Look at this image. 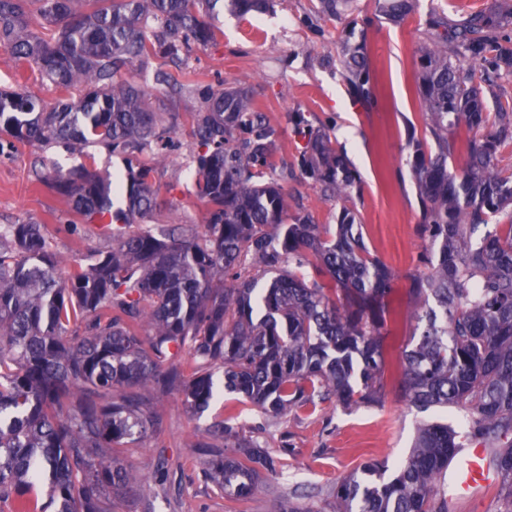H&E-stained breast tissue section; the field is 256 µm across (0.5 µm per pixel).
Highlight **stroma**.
<instances>
[{"instance_id":"1","label":"stroma","mask_w":512,"mask_h":512,"mask_svg":"<svg viewBox=\"0 0 512 512\" xmlns=\"http://www.w3.org/2000/svg\"><path fill=\"white\" fill-rule=\"evenodd\" d=\"M492 0H417L413 11L394 24L375 10V0H354L351 11L335 20L311 14V0H277L273 12L238 18L224 15L215 43L197 48L184 71L193 81L223 88L227 83L249 87L278 129V160L293 168L284 185L290 207L310 213L321 229H336V201L325 198L295 170L304 140L290 121L304 112L312 128L330 130L332 139L353 170L357 185L348 201L359 217L369 251L395 273L385 299L387 320L381 330L385 397L371 407L284 415L264 413L240 395L223 392L224 373L216 371L218 396L201 413L192 412L182 395L160 398L155 410L162 420L158 438L136 448L118 449L128 466L145 476L137 499L113 497L112 512H283L296 504L305 512H329V489L369 461L385 463L387 471L406 459L417 427L437 421L461 428L462 412H419L400 395L402 356L415 341L417 306L412 282L423 275L420 256L430 244L420 235L421 204L410 164L409 133L424 136L418 92L420 48L425 18L436 9L461 21L485 11ZM364 32L368 63L375 82V99L355 100L336 69L344 29ZM309 53L299 54L298 44ZM0 88L24 89L54 104L57 92L32 75L17 77L12 55L0 49ZM182 148L156 164L154 188L159 206L150 224H204L206 209L194 195L192 140L180 129ZM6 150L0 155V227L26 219L47 225L51 248L63 268L82 263L91 253L117 245L119 234L97 224H79L62 200L39 178L53 169H68L82 160L74 149L42 150L12 144L0 132ZM224 420L243 436L271 453L287 449L285 468L268 476L243 503L218 492L207 478V456L194 447L196 436Z\"/></svg>"}]
</instances>
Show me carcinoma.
<instances>
[{
    "label": "carcinoma",
    "mask_w": 512,
    "mask_h": 512,
    "mask_svg": "<svg viewBox=\"0 0 512 512\" xmlns=\"http://www.w3.org/2000/svg\"><path fill=\"white\" fill-rule=\"evenodd\" d=\"M352 0H317L320 19ZM275 0H0V48L51 81L49 106L0 90V125L16 141H58L132 159L165 160L182 147L174 96L155 108L123 77L163 58L176 72L153 79L189 89L194 194L203 228L157 225L90 254L66 272L46 225L0 229V512H112V495H137L143 477L103 448H132L161 434L155 400L178 393L203 411L224 389L266 413L314 412L323 404L373 406L384 397L380 331L393 273L367 249L347 201L357 181L330 134L291 117L306 138L298 167L344 202L336 231L289 213L274 178L279 132L247 87L186 85L182 65L217 39L225 11L244 17ZM398 21L415 0H376ZM512 8L497 5L461 23L432 15L421 48L419 99L431 140L409 136L422 204L428 272L413 280L418 338L403 358L400 392L420 412L464 410V434L423 423L411 454L386 481L363 464L334 488L332 512H451L448 465L470 442L500 476L494 496L512 512V173L499 169L512 143V108L488 112L487 85L512 75ZM352 93L374 99L364 38L345 31L336 58ZM476 132L467 161L449 168L448 130ZM153 166L130 165L112 181L90 164L56 172L47 185L84 223L143 224L158 205ZM509 216L502 226L497 218ZM493 225L475 236L481 225ZM254 270L245 274L246 268ZM328 278L336 287L328 288ZM188 354L190 361L182 360ZM224 447L205 442L207 474L246 501L284 467L253 439L217 424Z\"/></svg>",
    "instance_id": "obj_1"
}]
</instances>
